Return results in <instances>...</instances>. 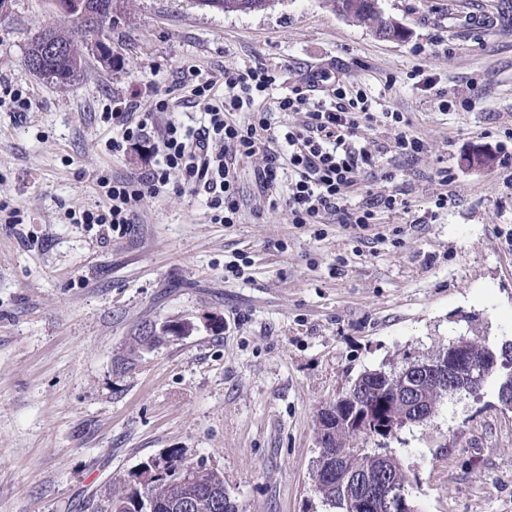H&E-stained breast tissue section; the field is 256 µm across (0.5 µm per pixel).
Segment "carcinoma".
Wrapping results in <instances>:
<instances>
[{
  "label": "carcinoma",
  "instance_id": "obj_1",
  "mask_svg": "<svg viewBox=\"0 0 512 512\" xmlns=\"http://www.w3.org/2000/svg\"><path fill=\"white\" fill-rule=\"evenodd\" d=\"M328 6L347 17H352L369 27L379 37L386 40H401L403 30L387 21L376 11L366 9V0H326ZM115 0H79V10L71 15L74 28H80L79 21L90 15H104L112 18ZM199 7H208L226 14L252 13L266 8V0H195ZM42 33L57 43L67 47V50L51 57L41 55V44L31 40L25 64L29 70L49 84L67 86L80 75L83 69V57L76 48L73 32L65 27L50 26L42 29ZM157 325L144 324L138 334L131 337L127 346L125 363L133 365L141 354L156 346L153 329ZM471 359L475 376L485 379L498 370L508 371L503 386L512 391V341L493 348L485 343L470 341ZM380 376H374V371L366 370L361 373L347 391V394L367 406V413L372 421L368 426L348 424L339 427L329 436L328 447L318 454L312 473L313 490L322 498L332 501L336 508L346 510L345 491H358L349 483L353 473H369L371 475H386L395 487L406 497L410 496L411 482L408 475L399 467L392 453L386 452L384 446L375 448H351L350 441L360 438H375L382 436L377 431L379 427L391 428L390 436L399 431L402 421L401 405L395 401V391L398 383L394 370L379 369ZM342 453L338 459L336 453ZM339 465V479L342 485H329L323 481L322 470L326 465ZM168 473L156 481L136 486L124 483L119 491H109L105 499L98 503L97 512H126L125 499L134 496L150 498L163 506L161 512H167L165 505L185 496L194 495L199 499L195 512H211L206 502V496L212 493L224 495V512H238L235 503L230 499L224 488V475L213 468L201 464L192 465L184 460L182 453L177 450L169 452Z\"/></svg>",
  "mask_w": 512,
  "mask_h": 512
}]
</instances>
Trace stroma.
<instances>
[{"label":"stroma","mask_w":512,"mask_h":512,"mask_svg":"<svg viewBox=\"0 0 512 512\" xmlns=\"http://www.w3.org/2000/svg\"><path fill=\"white\" fill-rule=\"evenodd\" d=\"M400 41L333 12L325 0H276L224 14L193 0H118L108 46L77 47L85 69L66 87L24 64L31 37L61 24L53 0H13L0 24V512H82L106 487L170 449L217 469L239 512H329L312 487L316 420L367 369L400 368L458 336L512 341V0H378ZM262 64L280 97L314 71L363 88L376 112H400L423 152L388 151L365 189L400 192L381 217L385 243L357 242L337 223L290 224L254 184L259 159L238 163L242 218L216 224L203 197L169 192L102 236L69 212L95 208L96 178L141 176L148 140L112 153L105 104L172 91L178 118L199 122L181 69L201 79ZM484 146L497 158L471 167ZM454 177L441 186L436 173ZM447 193L448 205L434 200ZM435 210V218L417 216ZM240 264L243 275L228 273ZM221 318L222 333L209 321ZM187 319L191 335L123 358L143 323ZM497 372L449 397L427 423L390 439L412 485L414 512H512V408Z\"/></svg>","instance_id":"1"}]
</instances>
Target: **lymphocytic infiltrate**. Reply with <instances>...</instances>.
<instances>
[{"label": "lymphocytic infiltrate", "mask_w": 512, "mask_h": 512, "mask_svg": "<svg viewBox=\"0 0 512 512\" xmlns=\"http://www.w3.org/2000/svg\"><path fill=\"white\" fill-rule=\"evenodd\" d=\"M194 99L206 101L205 118L199 127L167 123L159 139L161 162L135 179L114 180L101 175L97 185L102 200L94 211L83 212L81 223L125 230L131 212L147 197L167 192L172 175H179L181 189L203 195L217 224L238 223L243 190L236 171L238 161L261 158L254 171L255 186L269 208H285L290 223L306 226L336 218L343 227L366 231L381 213L405 207L398 192H366L364 178L378 168L383 149L359 144L355 130L360 121H374L371 102L363 89L334 79L321 85L310 75L291 87L287 94L268 101L267 93L278 80L275 69L256 65L223 72L224 95L216 97L215 83L200 80L194 67L183 73ZM169 92L154 91L151 109L139 111L137 99L107 108L106 113L120 129L113 138V151L143 136L152 113L169 112ZM299 112L297 126L274 129L271 112ZM247 113V121L236 118ZM286 143L280 155L278 143ZM292 173L287 193H280V169ZM361 201H353L354 193Z\"/></svg>", "instance_id": "obj_1"}]
</instances>
